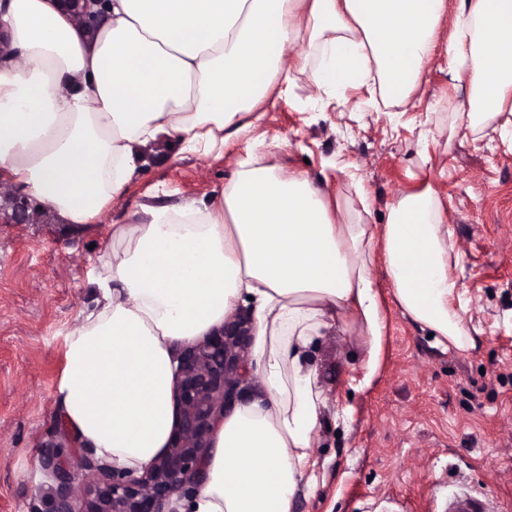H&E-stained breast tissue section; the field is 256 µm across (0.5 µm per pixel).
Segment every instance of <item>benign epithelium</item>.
<instances>
[{"mask_svg":"<svg viewBox=\"0 0 512 512\" xmlns=\"http://www.w3.org/2000/svg\"><path fill=\"white\" fill-rule=\"evenodd\" d=\"M78 26L91 32L103 19L105 0H53ZM39 204L0 177V223L30 224ZM249 321L237 317L180 352L174 403L176 423L167 447L135 477L99 464L71 441L45 450L42 467L51 479L48 512H75L73 494H83L80 512H176L173 497L194 487L214 430L240 396L250 370Z\"/></svg>","mask_w":512,"mask_h":512,"instance_id":"7a95c632","label":"benign epithelium"}]
</instances>
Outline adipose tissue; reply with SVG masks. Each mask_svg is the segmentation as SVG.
<instances>
[{"label": "adipose tissue", "mask_w": 512, "mask_h": 512, "mask_svg": "<svg viewBox=\"0 0 512 512\" xmlns=\"http://www.w3.org/2000/svg\"><path fill=\"white\" fill-rule=\"evenodd\" d=\"M446 0H107L94 35L48 0H5L13 57L0 61V177L73 229L122 198L160 138L208 156L242 145L206 200L147 193L111 224L92 271L97 308L68 332L56 401L79 441L122 471L165 448L178 344L250 305L260 391L218 423L189 512H293L327 415L310 349L356 332L362 385L384 335L376 266L401 309L440 345L473 348L454 303L445 202L401 194L374 227L321 180L268 158L254 136L268 97L305 76L311 101L377 91L406 105L435 52ZM448 76L468 93L449 135L512 140V0H456Z\"/></svg>", "instance_id": "obj_1"}]
</instances>
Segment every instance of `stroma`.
<instances>
[{"instance_id": "stroma-1", "label": "stroma", "mask_w": 512, "mask_h": 512, "mask_svg": "<svg viewBox=\"0 0 512 512\" xmlns=\"http://www.w3.org/2000/svg\"><path fill=\"white\" fill-rule=\"evenodd\" d=\"M450 22L438 32L426 100L437 111L384 107L370 88L323 105L302 86L265 106L267 139H285L273 162L327 174L352 202L367 198L380 224L391 203L427 180L448 201L454 249L450 270L477 348L434 345L380 286L385 338L381 367L366 389L353 388L362 353L352 331L337 328L312 352L331 404L349 408V426L324 423L316 485L300 487L295 512H444L442 492L461 482L485 495L490 512H512V150L500 139L436 134L465 96L448 81ZM434 138L419 141L421 128ZM430 162L420 166V153ZM123 199L97 224L66 231L57 215L35 224H0V512H43L42 451L70 430L56 404L65 335L95 306L91 268L109 226L146 191L200 198L228 180L230 154L198 157L161 138Z\"/></svg>"}]
</instances>
